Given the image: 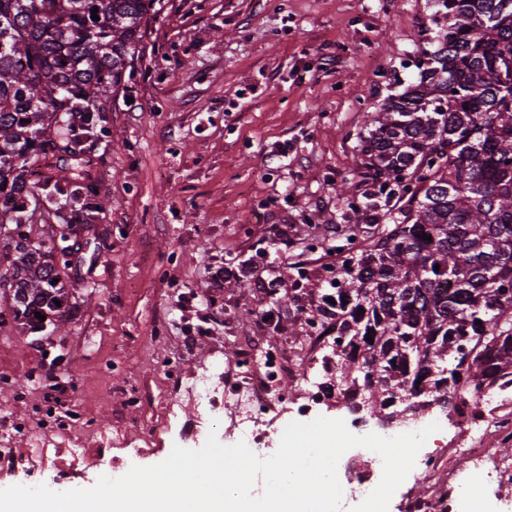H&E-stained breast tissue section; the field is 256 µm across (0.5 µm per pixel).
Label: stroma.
Instances as JSON below:
<instances>
[{
  "mask_svg": "<svg viewBox=\"0 0 512 512\" xmlns=\"http://www.w3.org/2000/svg\"><path fill=\"white\" fill-rule=\"evenodd\" d=\"M125 92L92 144L94 181L110 206L89 221L109 243L86 244L64 332L32 346L13 321L0 325V485L35 478L92 487L115 456L163 461L173 445L200 448L206 415L190 387L202 368H226L241 348L279 347L306 371L294 305L280 329L259 326L268 289L291 292L287 265L326 278L332 240L343 236L337 189L370 183L354 169L364 115L416 82L422 30L433 0H161ZM287 145V157L272 151ZM211 301L212 332L186 298ZM67 379L48 393L49 373ZM262 419L270 441L307 416L349 420L342 402L304 412L298 388ZM429 445L444 467L470 439L434 408Z\"/></svg>",
  "mask_w": 512,
  "mask_h": 512,
  "instance_id": "35a3bbf8",
  "label": "stroma"
}]
</instances>
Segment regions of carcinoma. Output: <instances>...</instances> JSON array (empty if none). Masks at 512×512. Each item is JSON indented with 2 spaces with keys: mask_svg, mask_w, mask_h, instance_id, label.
Listing matches in <instances>:
<instances>
[{
  "mask_svg": "<svg viewBox=\"0 0 512 512\" xmlns=\"http://www.w3.org/2000/svg\"><path fill=\"white\" fill-rule=\"evenodd\" d=\"M435 3L418 82L365 115L357 173L377 192L347 208L336 276L303 275L290 298L311 297L306 325L340 328L321 369L362 394L350 411L383 422L434 405L480 419L475 394L512 388V0ZM161 12L0 0V293L24 331L69 303L87 213L102 207L88 142ZM59 196L69 219L37 244L30 204Z\"/></svg>",
  "mask_w": 512,
  "mask_h": 512,
  "instance_id": "obj_1",
  "label": "carcinoma"
}]
</instances>
